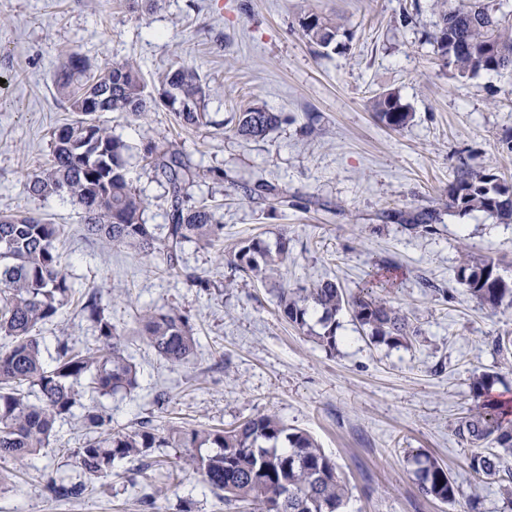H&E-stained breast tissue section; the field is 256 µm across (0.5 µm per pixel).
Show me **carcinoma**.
<instances>
[{"mask_svg": "<svg viewBox=\"0 0 512 512\" xmlns=\"http://www.w3.org/2000/svg\"><path fill=\"white\" fill-rule=\"evenodd\" d=\"M438 8L439 22L431 44L457 77L512 74V10H503V0H438ZM299 27L310 43L324 49L339 35H347L335 19L316 12L301 16ZM58 90L77 118L54 131L47 161L25 181L28 194L68 197L81 210L90 234L152 257L175 274L182 271L185 245L212 246L224 240L217 208L191 192L196 183L224 181V171L193 163L190 153L179 145L144 148L143 159L167 185L164 236L157 235V227L144 219L146 199L128 177L132 146L104 120L112 112L139 118L147 111L146 85L136 61L126 59L94 69L86 58L69 53ZM159 91L170 100L182 126L211 124L206 112L209 89L193 66L180 63L166 71L159 78ZM372 107L393 130L405 127L411 119L408 107L393 91L377 95ZM279 122L278 115L253 104L239 113L235 134L263 139ZM245 194L264 205L269 215L288 207V194L267 182L254 183L245 188ZM448 210L479 211L500 224H512V184L481 170L463 169L448 190ZM387 217L426 232L440 220V213L423 208L408 216L391 211ZM60 234L59 225L37 214H0L3 461L29 460L49 445L57 422L83 405L84 394L78 390L82 380L89 381L93 396L131 392L138 386L136 367L125 354V335L112 324L96 289L85 293L83 303L96 323V347L82 352L61 344L54 364L45 365L36 329L55 319L75 295L56 248ZM287 256L286 237L274 252L258 239L242 240L230 252V263L262 280ZM456 278L471 298L493 313L506 302L512 305V278L502 276L491 259L466 260ZM372 293L368 282L352 295L327 280L311 288L280 289L278 308L286 321L300 328L310 313L320 314L324 331L316 339L330 350L336 347V315L345 308L371 342L412 345L420 329L401 309ZM139 324L138 336L171 363L187 361L198 345L189 316L177 310H145ZM496 380L489 373L473 377V395L486 397ZM84 419L93 436L74 450V461L91 481L109 476L117 460L138 463L142 473L151 467L149 459L155 449L174 445L213 449L206 455H189L185 465L205 486L223 491L226 502H244L252 512H342L348 497L336 462L308 431L286 426L275 414L258 415L228 429L178 430L169 437L160 435L148 420L132 429L107 430L111 418L95 406L85 408ZM455 435L461 445L474 449L469 457L473 473L512 490V422H504L499 405L484 403L470 411L458 422ZM413 459L422 493L441 503H454L458 486L448 467L418 453ZM86 490L84 483L55 482L51 487L62 499H77Z\"/></svg>", "mask_w": 512, "mask_h": 512, "instance_id": "carcinoma-1", "label": "carcinoma"}]
</instances>
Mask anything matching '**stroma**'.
Returning <instances> with one entry per match:
<instances>
[{
	"label": "stroma",
	"instance_id": "35a3bbf8",
	"mask_svg": "<svg viewBox=\"0 0 512 512\" xmlns=\"http://www.w3.org/2000/svg\"><path fill=\"white\" fill-rule=\"evenodd\" d=\"M347 30L327 49L312 46L298 19L307 11ZM410 23H403V13ZM436 0H0V214L32 212L61 225V264L77 293L99 290L112 322L127 335L138 369L132 392L103 397L112 428L148 420L161 434L200 425L229 428L272 413L309 431L349 485L344 512H512L498 484L475 475L455 427L473 409L472 377L498 373L491 397L512 400V360L491 340L512 333V307L483 309L456 281L462 255L493 259L512 277V224L480 212L447 211L458 169L512 181V75L454 77L430 42ZM97 67L136 60L154 99L136 120L111 114L115 134L133 148L129 176L147 201V223L164 222L167 186L141 162L146 145L182 142L194 163L219 167L220 183L195 187L219 205L224 247L246 238L276 245L288 258L265 280L220 262L216 249L186 246L187 273L208 279L189 287L148 258L106 244L84 229L64 196L24 189L51 148L54 131L73 118L57 90L68 51ZM193 65L211 89V126L183 129L155 96L156 76L175 61ZM399 93L412 114L402 129L385 127L371 99ZM257 103L280 117L265 139L234 132L238 114ZM263 180L288 191V206L266 216L243 192ZM440 211L427 232L386 220L385 212ZM393 287L374 294L399 307L422 330L411 347L375 345L350 311L336 316V348L320 346L310 316L298 328L277 307L281 286L309 288L335 280L356 293L365 275ZM188 313L198 348L170 363L136 331L146 308ZM49 353L58 344L94 347L81 301L38 331ZM86 426L74 413L31 462L0 461L7 484L0 512H245L226 504L185 470L184 448H160L147 474L115 462L105 483L61 499L51 481H80L71 453ZM447 464L459 487L455 503L422 495L413 453Z\"/></svg>",
	"mask_w": 512,
	"mask_h": 512
}]
</instances>
